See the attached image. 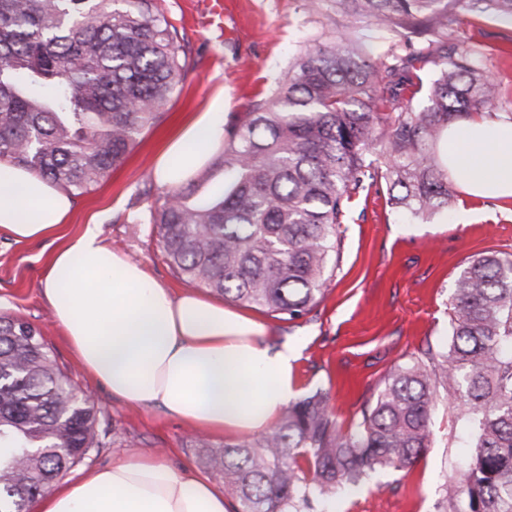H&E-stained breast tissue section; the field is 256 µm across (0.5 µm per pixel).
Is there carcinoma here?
I'll return each mask as SVG.
<instances>
[{
  "mask_svg": "<svg viewBox=\"0 0 512 512\" xmlns=\"http://www.w3.org/2000/svg\"><path fill=\"white\" fill-rule=\"evenodd\" d=\"M460 6L512 18V0H336L341 27L308 40L227 128L209 165L222 185L203 188L200 173L151 210L172 270L292 320L322 298L359 191L386 189L414 220L449 209L448 125L491 111L500 86L476 46L450 42ZM181 41L159 0H0V163L87 192L183 82ZM424 70L434 78L417 107L403 91ZM440 390L475 448L442 512H512V255L468 261L448 342L395 366L353 431L341 432L317 390L256 439L218 449L198 437L194 453L236 512H304L377 468L413 466ZM75 393L41 330L0 316V512H26L100 447L102 408Z\"/></svg>",
  "mask_w": 512,
  "mask_h": 512,
  "instance_id": "carcinoma-1",
  "label": "carcinoma"
}]
</instances>
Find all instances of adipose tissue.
<instances>
[{
  "instance_id": "1",
  "label": "adipose tissue",
  "mask_w": 512,
  "mask_h": 512,
  "mask_svg": "<svg viewBox=\"0 0 512 512\" xmlns=\"http://www.w3.org/2000/svg\"><path fill=\"white\" fill-rule=\"evenodd\" d=\"M224 143V97L181 128L154 175L189 180ZM448 168L469 195L512 198V121L472 118L448 126ZM71 196L37 174L0 163V230L19 241L66 223ZM43 296L88 377L127 403L160 409L234 439L273 427L301 393L302 345L266 339L253 315L223 300L173 294L86 225L54 255ZM36 512H230L208 477L159 455L129 454L82 471L39 496Z\"/></svg>"
}]
</instances>
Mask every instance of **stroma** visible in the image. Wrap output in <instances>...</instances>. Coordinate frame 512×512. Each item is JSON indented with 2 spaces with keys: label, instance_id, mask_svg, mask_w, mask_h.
<instances>
[{
  "label": "stroma",
  "instance_id": "stroma-1",
  "mask_svg": "<svg viewBox=\"0 0 512 512\" xmlns=\"http://www.w3.org/2000/svg\"><path fill=\"white\" fill-rule=\"evenodd\" d=\"M162 7L188 51L180 91L125 161L77 197L58 231L18 242L0 230V315L41 328L73 384L101 406L102 446L91 456L94 466L124 454L161 452L175 466L194 469L196 432L159 409L112 398L88 379L42 297L53 255L66 238L95 222L107 245L143 265L162 286L176 294L190 289V282L166 263L149 221L165 191L152 174L158 156L216 94L224 96L225 125L237 123L257 96L269 93L317 25L334 30L341 23L334 0H318L313 13L307 0H242L237 21L213 17L206 0H163ZM451 32L476 45L484 66L500 81L491 118L512 120V19L478 18L460 8ZM464 209L472 216L467 224L457 221ZM339 231L340 259L318 305L293 320L264 311L259 317L269 342H302L296 374L303 393L325 392L338 426L348 432L395 365L427 345L446 342L454 282L467 261L491 252L512 253V199L459 191L450 210L412 222L391 209L387 193L370 188L355 196ZM471 454L466 423L446 398H438L431 411L430 444L410 470L370 472L359 486L314 500L310 512H441L446 481Z\"/></svg>",
  "mask_w": 512,
  "mask_h": 512
}]
</instances>
